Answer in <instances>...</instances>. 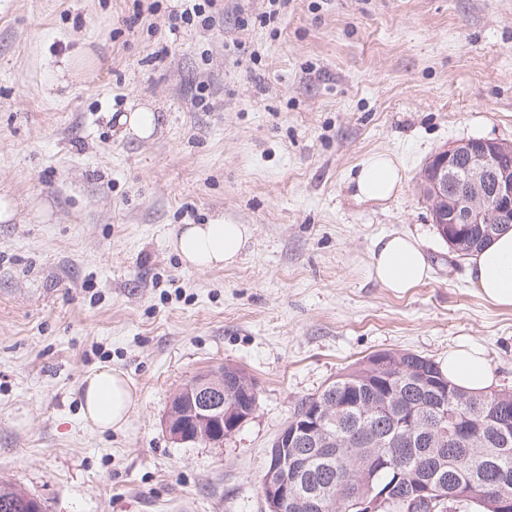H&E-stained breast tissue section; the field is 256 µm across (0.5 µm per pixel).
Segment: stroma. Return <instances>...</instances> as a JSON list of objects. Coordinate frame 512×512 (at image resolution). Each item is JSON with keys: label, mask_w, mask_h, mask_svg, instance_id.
Returning a JSON list of instances; mask_svg holds the SVG:
<instances>
[{"label": "stroma", "mask_w": 512, "mask_h": 512, "mask_svg": "<svg viewBox=\"0 0 512 512\" xmlns=\"http://www.w3.org/2000/svg\"><path fill=\"white\" fill-rule=\"evenodd\" d=\"M133 3L0 0V193L16 203L0 223V482L44 512H265L296 404L364 357L438 362L468 343L512 392V307L482 300L418 185L452 142H512V0H290L245 28L263 0H224L212 30L176 33V0ZM139 107L160 116L146 140L114 120ZM377 151L403 190L355 201L346 184ZM218 219L249 226L239 261L185 267L177 227ZM392 232L432 267L402 295L363 272ZM226 364L254 379L256 413L221 443L172 442V398ZM100 366L140 390L118 432L81 417Z\"/></svg>", "instance_id": "35a3bbf8"}]
</instances>
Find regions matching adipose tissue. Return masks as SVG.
<instances>
[{"mask_svg":"<svg viewBox=\"0 0 512 512\" xmlns=\"http://www.w3.org/2000/svg\"><path fill=\"white\" fill-rule=\"evenodd\" d=\"M403 182V168L397 159L376 152L361 162L348 188L356 201L381 203L400 193ZM249 237L250 229L244 224H184L172 237L171 247L190 267L222 268L239 260ZM468 270L485 302L512 307V230L471 254ZM429 272L421 243L407 234L380 237L366 265L369 278L396 293L418 286ZM441 371L454 386L470 392L489 390L492 383V368L483 351L469 345L449 349ZM81 397L84 419L102 431L125 427L140 404L137 386L112 368L86 375Z\"/></svg>","mask_w":512,"mask_h":512,"instance_id":"1","label":"adipose tissue"}]
</instances>
